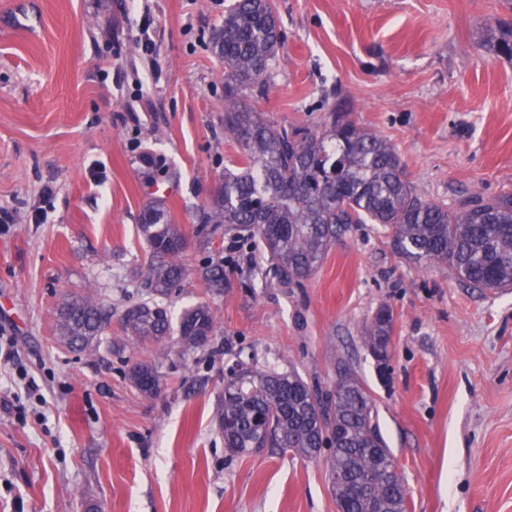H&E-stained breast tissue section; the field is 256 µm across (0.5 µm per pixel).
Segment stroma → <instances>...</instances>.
Segmentation results:
<instances>
[{"mask_svg":"<svg viewBox=\"0 0 512 512\" xmlns=\"http://www.w3.org/2000/svg\"><path fill=\"white\" fill-rule=\"evenodd\" d=\"M230 0H0V512H336L326 466L267 448L229 456L216 411L227 368L256 361L326 388L357 378L408 495V512H512V291L470 288L409 262L381 224H350L315 274L256 276L260 248L207 295L193 232L238 154L224 133V63L212 41ZM285 35L264 117L313 126L336 99L386 140L423 199L455 207L512 189V60L483 46L512 0H273ZM154 22L153 59L137 41ZM162 200L186 238L172 314L216 312L215 355L127 339L147 267L139 228ZM44 209V223L34 212ZM74 291L112 303L106 355L59 344ZM389 307V369L366 344ZM161 359L153 398L130 366ZM44 405L6 410L24 380Z\"/></svg>","mask_w":512,"mask_h":512,"instance_id":"35a3bbf8","label":"stroma"}]
</instances>
